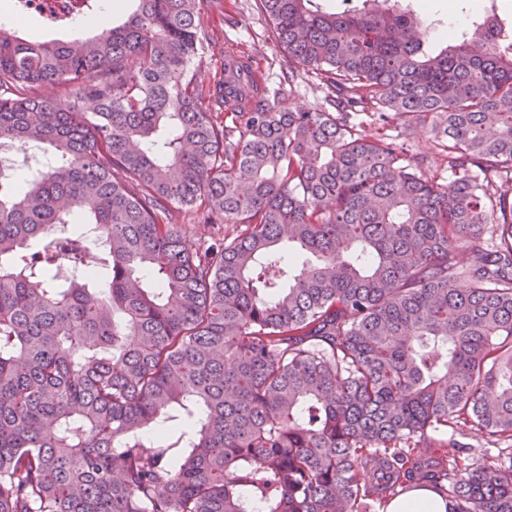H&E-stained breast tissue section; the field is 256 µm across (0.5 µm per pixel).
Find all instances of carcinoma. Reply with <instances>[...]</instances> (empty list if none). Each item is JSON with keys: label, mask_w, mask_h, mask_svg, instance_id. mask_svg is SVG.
<instances>
[{"label": "carcinoma", "mask_w": 512, "mask_h": 512, "mask_svg": "<svg viewBox=\"0 0 512 512\" xmlns=\"http://www.w3.org/2000/svg\"><path fill=\"white\" fill-rule=\"evenodd\" d=\"M133 2L0 26V512H512V463L426 456L512 439V27L427 54L410 9L259 0L323 93L293 111L197 79L201 0ZM426 123L446 184L398 141ZM185 236L190 241L198 244L203 240H211V238H223L225 232H231V228L225 229L224 225L217 224L215 226L204 227L202 224H192L189 221H185L182 225ZM452 504L430 487L415 488L390 501L385 512H451Z\"/></svg>", "instance_id": "1"}]
</instances>
